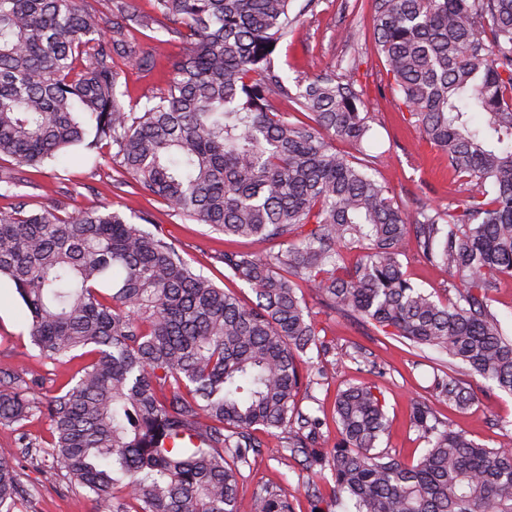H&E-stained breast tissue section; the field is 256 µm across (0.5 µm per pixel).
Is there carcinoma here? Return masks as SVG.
<instances>
[{
    "mask_svg": "<svg viewBox=\"0 0 512 512\" xmlns=\"http://www.w3.org/2000/svg\"><path fill=\"white\" fill-rule=\"evenodd\" d=\"M0 0V283L31 317L41 357L79 348L92 358L48 398L42 377L0 363V424L50 421V440L24 452L52 459L97 512H236L241 470L282 431L278 457H303L298 486L323 501L314 478L334 482L331 512H512V448H487L424 402L410 419L427 444L407 466L379 448L388 428L381 392L355 384L336 398L332 448L320 418L295 397L327 376V354L298 289L326 310L385 336L430 347L512 394V337L491 294L512 278V0H373V39L388 86L456 180L479 190L448 208L412 212L371 173L370 126L355 82L334 71L290 81L278 60L301 12L295 0ZM183 41L163 92L126 99L124 68L151 72L139 30ZM288 101L310 122H291ZM112 149V183L165 200L226 237L278 240L264 256L217 259L245 283L243 304L195 271L149 216L27 210L12 192L67 149ZM448 269L456 299L416 287L406 249ZM360 251L354 265L346 253ZM432 387L448 405L473 394L449 373ZM123 496H114V489ZM293 495L259 483L252 512H293ZM26 499L16 459L0 455V512Z\"/></svg>",
    "mask_w": 512,
    "mask_h": 512,
    "instance_id": "1",
    "label": "carcinoma"
}]
</instances>
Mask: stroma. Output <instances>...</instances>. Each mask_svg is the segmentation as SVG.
Returning a JSON list of instances; mask_svg holds the SVG:
<instances>
[{
    "instance_id": "1",
    "label": "stroma",
    "mask_w": 512,
    "mask_h": 512,
    "mask_svg": "<svg viewBox=\"0 0 512 512\" xmlns=\"http://www.w3.org/2000/svg\"><path fill=\"white\" fill-rule=\"evenodd\" d=\"M372 15V0H318L315 9L302 17L294 34L281 44L280 62L289 78L306 79L326 71L344 72L350 58H359L353 79L361 93L362 109L370 117L371 131L365 149L375 157L376 177L394 191L399 201L421 199L447 207L449 202L467 195L470 187L455 182L444 152L419 137L408 121L407 112L399 108L384 86L383 65L372 38ZM347 28L358 31L356 42L347 43L342 39L341 33ZM108 172L104 160L72 148L45 164L41 172L32 174L30 182L22 184L19 191L26 195L32 209L37 210L52 204L57 198L58 184L65 182L74 189L73 195L66 199L68 208L109 206L123 211L133 207L148 212L192 267L224 289L235 292L243 301L252 299L247 285L225 278L224 266L215 256L230 247L263 255L278 251V242L227 241L224 235L212 232L207 225L174 215L160 198L133 196L113 188ZM306 301L321 330V338L334 354L358 348L384 366L386 374L378 385L389 427L380 446L400 462H416L426 446L410 421L409 405L414 399L428 401L440 418L465 431L476 442L490 448H512V437L505 436L501 429L502 423L512 421V395L488 389L480 376L460 369L456 377L474 392L475 399L468 410L449 408L431 388L433 373L439 364L434 350L413 349L404 339L385 336L356 322L324 314L314 295H307ZM87 360V355L80 350L63 363L40 357L30 340L23 301L13 289L0 288V363H27L59 386L75 376ZM369 379V374L359 371L356 364L343 362L330 371L313 392H301L297 405L300 410L319 416L323 434L328 442H335L338 392L347 385ZM23 434L38 442L47 440L50 436L48 418L33 419L21 428L0 425V453L16 457L20 481L32 491L24 504L26 512H96L94 502L80 487L69 482L60 465L49 461L40 463L24 456L19 444ZM300 471L295 460L277 461L264 452L255 456L251 467L242 472L238 512H251V496L256 484L273 482L294 486Z\"/></svg>"
}]
</instances>
